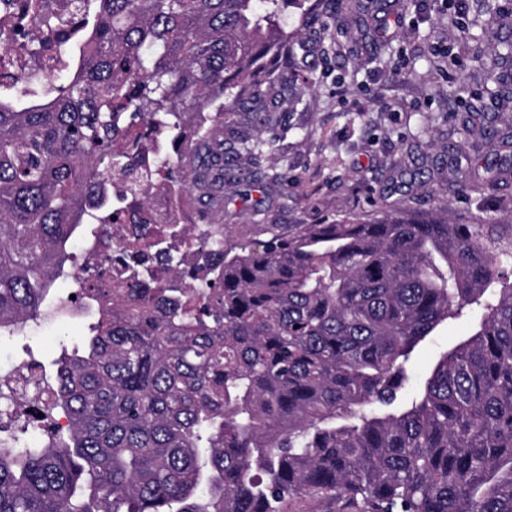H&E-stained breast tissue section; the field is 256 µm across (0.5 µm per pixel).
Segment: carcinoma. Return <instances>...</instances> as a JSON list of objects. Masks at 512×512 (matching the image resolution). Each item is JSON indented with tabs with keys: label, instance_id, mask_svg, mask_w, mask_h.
<instances>
[{
	"label": "carcinoma",
	"instance_id": "1",
	"mask_svg": "<svg viewBox=\"0 0 512 512\" xmlns=\"http://www.w3.org/2000/svg\"><path fill=\"white\" fill-rule=\"evenodd\" d=\"M306 0H71L49 90L0 96V330L24 333L70 278L94 322L82 353L19 397L0 376V512H512V238L441 211L255 224L208 248L199 279L102 287L75 276L85 224H128L154 194L218 223L224 180L252 187L320 45ZM54 33L46 5L28 26ZM488 78L512 41L481 43ZM244 117L255 133L234 127ZM243 158L246 169L226 168ZM119 185L112 197L107 178ZM477 309L406 396L415 348ZM43 417L34 420L33 413ZM56 413L67 430L40 428Z\"/></svg>",
	"mask_w": 512,
	"mask_h": 512
}]
</instances>
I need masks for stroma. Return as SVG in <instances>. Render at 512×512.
Wrapping results in <instances>:
<instances>
[{"mask_svg":"<svg viewBox=\"0 0 512 512\" xmlns=\"http://www.w3.org/2000/svg\"><path fill=\"white\" fill-rule=\"evenodd\" d=\"M398 18V35L380 60L369 61L361 39H337L329 4L306 31L325 52L313 86L295 83L302 101L290 111L286 137L269 145L262 181L249 196L224 188L220 223L247 231L255 224H322L347 213L371 220L412 208H442L452 224H495L512 233V95L497 96L473 56L487 17L477 0L452 17L446 0H380ZM493 96L483 126L460 135L454 116L476 96ZM500 172L497 191L473 177ZM472 319L445 323L414 352L413 370L426 376L441 351L469 332ZM86 321L57 317L47 306L24 335L7 339L8 363L38 362L53 372L64 348L81 344Z\"/></svg>","mask_w":512,"mask_h":512,"instance_id":"35a3bbf8","label":"stroma"}]
</instances>
